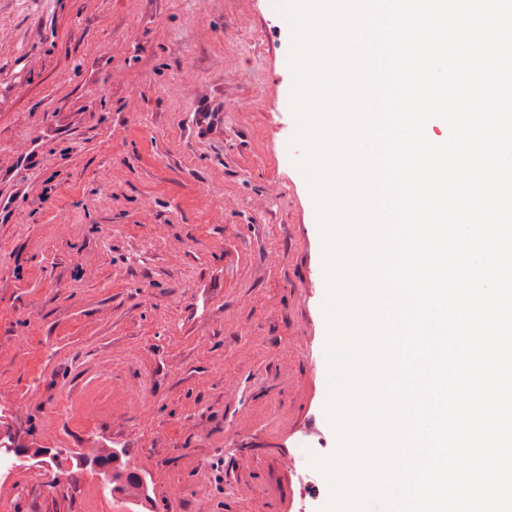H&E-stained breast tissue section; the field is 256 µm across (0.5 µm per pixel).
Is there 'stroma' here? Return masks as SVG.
I'll return each mask as SVG.
<instances>
[{
    "mask_svg": "<svg viewBox=\"0 0 512 512\" xmlns=\"http://www.w3.org/2000/svg\"><path fill=\"white\" fill-rule=\"evenodd\" d=\"M291 45L272 0H0L5 424L65 463L84 440L134 444L157 512L328 502L278 466L336 443L299 434L326 416L329 368ZM133 388L150 416L125 410ZM31 475L0 481V512H108L92 469L69 494Z\"/></svg>",
    "mask_w": 512,
    "mask_h": 512,
    "instance_id": "1",
    "label": "stroma"
}]
</instances>
